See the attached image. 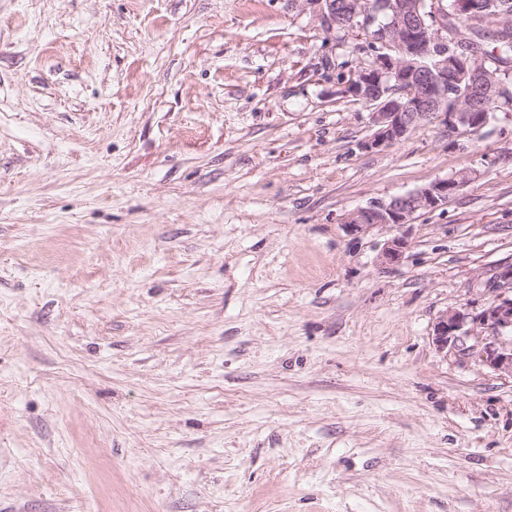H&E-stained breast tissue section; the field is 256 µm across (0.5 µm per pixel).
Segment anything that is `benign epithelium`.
<instances>
[{"mask_svg": "<svg viewBox=\"0 0 512 512\" xmlns=\"http://www.w3.org/2000/svg\"><path fill=\"white\" fill-rule=\"evenodd\" d=\"M311 6L323 26L336 28V0H301ZM346 17L361 19L349 27L359 33L372 24L384 28L381 40L386 53L358 71L357 82L350 85L349 94L360 99L370 109L374 129L361 144L366 151L387 148L402 141L413 129L433 122L446 128L449 146L461 149L459 138L481 130L489 113L480 112L469 103L455 112H440L436 104L448 92V75L460 69L471 78L474 98L489 97L496 102L512 99V91L503 83L486 84V58L471 48L473 23L481 16L473 0H455L451 9L457 19L467 23L459 27L448 24L447 12L432 5L427 25L418 16L425 0H347ZM452 43L455 51L441 49ZM439 56L437 73L419 68L418 61ZM470 182V172L463 169L447 178L436 179L418 189L394 196L387 201H375L350 214L345 226L352 234L366 232L376 226H401L411 223L416 215L429 212L454 198ZM408 242L394 237L384 243L381 251L386 264H399L405 258ZM488 290L491 298L479 310L468 306L451 309L436 320L433 342L440 352H452L461 357L477 359L492 371L512 378V264L497 267Z\"/></svg>", "mask_w": 512, "mask_h": 512, "instance_id": "7a95c632", "label": "benign epithelium"}]
</instances>
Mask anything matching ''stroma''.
<instances>
[{"label": "stroma", "mask_w": 512, "mask_h": 512, "mask_svg": "<svg viewBox=\"0 0 512 512\" xmlns=\"http://www.w3.org/2000/svg\"><path fill=\"white\" fill-rule=\"evenodd\" d=\"M302 0H0V512H512V111L362 149ZM470 169L403 228L344 222ZM488 290L491 298L480 310L461 306L442 313L433 342L440 352L475 358L512 379V264L497 267Z\"/></svg>", "instance_id": "obj_1"}]
</instances>
